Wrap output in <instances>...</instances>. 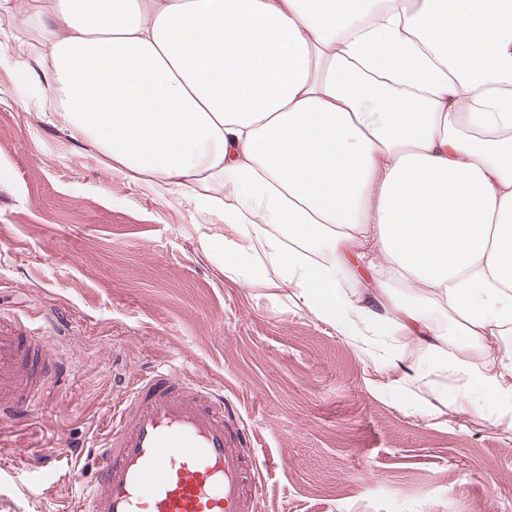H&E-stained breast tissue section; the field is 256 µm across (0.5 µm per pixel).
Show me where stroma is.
Returning <instances> with one entry per match:
<instances>
[{
    "label": "stroma",
    "instance_id": "obj_1",
    "mask_svg": "<svg viewBox=\"0 0 512 512\" xmlns=\"http://www.w3.org/2000/svg\"><path fill=\"white\" fill-rule=\"evenodd\" d=\"M22 43L0 16V308L43 327L67 373L44 414L0 431V512H80L74 445L170 363L250 433L258 512H512V411H460L480 396L462 357L421 371L391 337L359 349L292 293L225 271L200 247L211 217L54 125V81L34 59L18 71Z\"/></svg>",
    "mask_w": 512,
    "mask_h": 512
}]
</instances>
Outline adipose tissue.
<instances>
[{"mask_svg":"<svg viewBox=\"0 0 512 512\" xmlns=\"http://www.w3.org/2000/svg\"><path fill=\"white\" fill-rule=\"evenodd\" d=\"M20 11L42 30L56 125L214 215L322 321L395 334L420 370L512 325V0ZM357 262L377 288L360 287ZM475 380L486 405L512 402V359Z\"/></svg>","mask_w":512,"mask_h":512,"instance_id":"ef3b65f1","label":"adipose tissue"}]
</instances>
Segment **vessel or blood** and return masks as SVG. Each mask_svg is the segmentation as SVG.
Instances as JSON below:
<instances>
[{
    "label": "vessel or blood",
    "mask_w": 512,
    "mask_h": 512,
    "mask_svg": "<svg viewBox=\"0 0 512 512\" xmlns=\"http://www.w3.org/2000/svg\"><path fill=\"white\" fill-rule=\"evenodd\" d=\"M61 363L41 328L0 314V422L40 410ZM82 512H257L243 428L211 387L172 366L139 375L89 445Z\"/></svg>",
    "instance_id": "1"
}]
</instances>
